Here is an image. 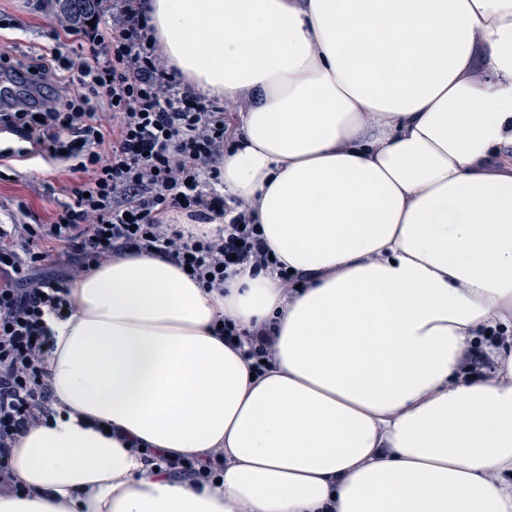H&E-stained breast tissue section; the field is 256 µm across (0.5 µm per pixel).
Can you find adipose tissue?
Returning a JSON list of instances; mask_svg holds the SVG:
<instances>
[{
  "label": "adipose tissue",
  "instance_id": "obj_1",
  "mask_svg": "<svg viewBox=\"0 0 512 512\" xmlns=\"http://www.w3.org/2000/svg\"><path fill=\"white\" fill-rule=\"evenodd\" d=\"M183 87L257 102L219 166L293 269L160 253L70 288L0 512H512V0H145ZM274 329L252 376L219 319ZM482 347L491 373L462 359ZM224 452V480L166 460Z\"/></svg>",
  "mask_w": 512,
  "mask_h": 512
}]
</instances>
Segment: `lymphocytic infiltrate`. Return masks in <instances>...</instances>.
Wrapping results in <instances>:
<instances>
[{"label": "lymphocytic infiltrate", "mask_w": 512, "mask_h": 512, "mask_svg": "<svg viewBox=\"0 0 512 512\" xmlns=\"http://www.w3.org/2000/svg\"><path fill=\"white\" fill-rule=\"evenodd\" d=\"M117 2L111 22L76 32L95 65L62 52L56 26L47 31L53 47L0 51V76L33 96L0 98V131L80 176L50 223L0 225V494L21 492L12 448L53 412L46 317L71 309L73 281L129 251L165 253L206 285L224 282L238 265L273 262L246 213L213 238L167 223L175 209L223 215L213 184L234 133L223 111L180 89L149 38L140 0ZM52 244L70 256L53 271Z\"/></svg>", "instance_id": "1"}]
</instances>
